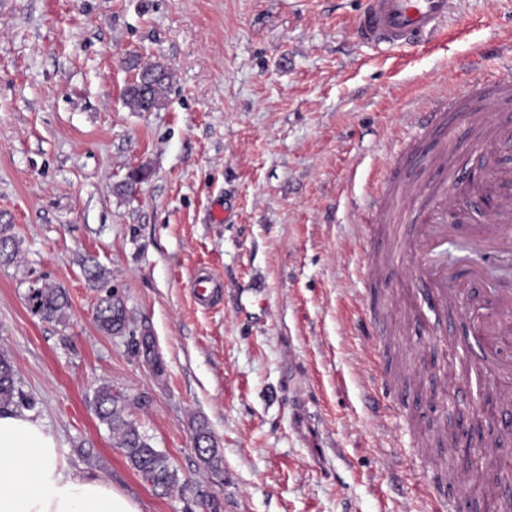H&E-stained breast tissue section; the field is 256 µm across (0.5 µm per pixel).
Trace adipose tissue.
<instances>
[{
	"label": "adipose tissue",
	"instance_id": "ef3b65f1",
	"mask_svg": "<svg viewBox=\"0 0 512 512\" xmlns=\"http://www.w3.org/2000/svg\"><path fill=\"white\" fill-rule=\"evenodd\" d=\"M0 512H141L109 483L71 468L28 410H0Z\"/></svg>",
	"mask_w": 512,
	"mask_h": 512
}]
</instances>
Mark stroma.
Returning <instances> with one entry per match:
<instances>
[{
  "mask_svg": "<svg viewBox=\"0 0 512 512\" xmlns=\"http://www.w3.org/2000/svg\"><path fill=\"white\" fill-rule=\"evenodd\" d=\"M358 2L0 0V224L19 245L0 263V353L68 464L141 512H432L462 474L434 446L457 391L427 398L471 353L404 319L407 256L400 278H366V208L410 113L512 75V0H458L443 36L387 57L351 40ZM130 55L169 68L160 109L124 105ZM203 270L223 284L206 307ZM38 281L66 289L65 322L28 312ZM109 290L121 334L94 321ZM376 290L403 311L370 339ZM146 333L162 375L136 350ZM103 382L184 490H155L115 448ZM195 447L201 460L208 466H217L220 462L218 449L211 440V435L204 425H199L195 431Z\"/></svg>",
  "mask_w": 512,
  "mask_h": 512,
  "instance_id": "1",
  "label": "stroma"
}]
</instances>
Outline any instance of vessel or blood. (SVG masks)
I'll use <instances>...</instances> for the list:
<instances>
[{"mask_svg":"<svg viewBox=\"0 0 512 512\" xmlns=\"http://www.w3.org/2000/svg\"><path fill=\"white\" fill-rule=\"evenodd\" d=\"M456 0H360L353 26L356 41L388 53L416 46L437 34ZM470 123L473 151L482 157V182L448 158L453 119ZM419 134L438 133L428 154L398 153L394 167L374 192L370 221L406 222L402 240L414 261V293L431 309L461 306L467 339L475 349L474 374L492 376L499 403L489 412L498 431L512 430V285L492 279L489 269L512 256V79L478 81L453 95L437 96L416 113ZM464 237V250L449 259V237ZM220 281L196 276L192 294L200 305L218 295Z\"/></svg>","mask_w":512,"mask_h":512,"instance_id":"b4317fda","label":"vessel or blood"}]
</instances>
